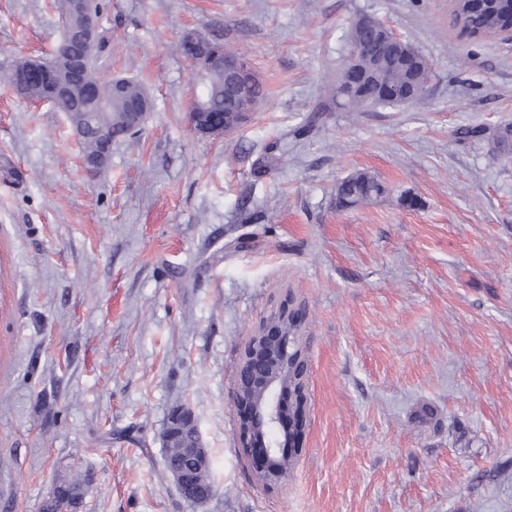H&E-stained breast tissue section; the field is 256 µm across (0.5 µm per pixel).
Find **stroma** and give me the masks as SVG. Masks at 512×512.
Returning <instances> with one entry per match:
<instances>
[{
  "label": "stroma",
  "instance_id": "1",
  "mask_svg": "<svg viewBox=\"0 0 512 512\" xmlns=\"http://www.w3.org/2000/svg\"><path fill=\"white\" fill-rule=\"evenodd\" d=\"M98 2L100 68L156 110L96 175L64 113L0 85V512H43L64 477L85 482L78 512H512V156L493 147L512 42H462L448 0ZM363 14L427 58L421 101L337 108ZM190 31L265 85L239 130L189 122ZM62 33L56 0H0V64ZM357 172L386 194L337 209ZM285 304L306 427L266 488L234 375ZM181 405L210 459L201 503L164 470Z\"/></svg>",
  "mask_w": 512,
  "mask_h": 512
}]
</instances>
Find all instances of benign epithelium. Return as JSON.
Segmentation results:
<instances>
[{
  "mask_svg": "<svg viewBox=\"0 0 512 512\" xmlns=\"http://www.w3.org/2000/svg\"><path fill=\"white\" fill-rule=\"evenodd\" d=\"M73 19L71 27L62 37L63 67L44 84L39 76L46 63L40 58L27 59V68L18 93L26 97L33 86L44 88L43 102H51L50 95L93 96L94 90L80 81L83 72V55L94 51L98 42V14L90 7V0H69ZM80 34L83 53L70 50L71 31ZM182 50L193 65L199 82H204L214 70L224 71L230 82L242 80L244 69L241 61L224 50L219 52L203 34L193 32L182 40ZM192 128L205 136H221L225 133L224 114L210 112L204 105H196L189 113ZM111 144L84 159L86 170L94 174L108 161ZM295 317L288 308H282L269 322L260 327L249 340L235 374V402L238 410L237 438L243 450L250 454L259 452L263 458L256 468L258 480L266 485H276L288 477L290 458L283 451L285 445L299 444L303 431L304 390L307 365L303 364L297 347ZM194 425L189 409H176L167 427L169 442H175Z\"/></svg>",
  "mask_w": 512,
  "mask_h": 512,
  "instance_id": "7a95c632",
  "label": "benign epithelium"
}]
</instances>
